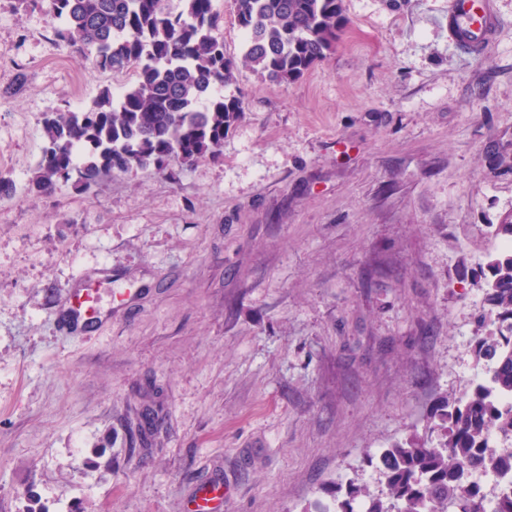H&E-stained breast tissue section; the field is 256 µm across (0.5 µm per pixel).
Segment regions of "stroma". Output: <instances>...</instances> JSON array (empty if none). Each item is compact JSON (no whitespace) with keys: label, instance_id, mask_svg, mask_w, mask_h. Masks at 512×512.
<instances>
[{"label":"stroma","instance_id":"35a3bbf8","mask_svg":"<svg viewBox=\"0 0 512 512\" xmlns=\"http://www.w3.org/2000/svg\"><path fill=\"white\" fill-rule=\"evenodd\" d=\"M480 54L448 0H344L298 82L239 65L223 156L37 196L45 113L99 73L44 11L0 0V512H309L469 389L490 256L512 210V0ZM107 280L106 322L59 329Z\"/></svg>","mask_w":512,"mask_h":512}]
</instances>
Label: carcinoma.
I'll return each mask as SVG.
<instances>
[{
	"instance_id": "cac0c4a2",
	"label": "carcinoma",
	"mask_w": 512,
	"mask_h": 512,
	"mask_svg": "<svg viewBox=\"0 0 512 512\" xmlns=\"http://www.w3.org/2000/svg\"><path fill=\"white\" fill-rule=\"evenodd\" d=\"M41 8L55 37L103 72L133 71L120 94L104 88L85 107L42 120L44 145L28 179L29 192L53 194L72 181L83 188L116 174L176 161L220 158L224 136L244 116L242 101L225 96L236 81L235 57L218 31L224 16L212 0H182L173 13L166 0H21ZM244 33L243 57L265 81L290 84L324 61L348 30L343 0H233ZM484 295L476 356L492 363L496 389L512 394V251L490 259L472 275ZM424 434L382 450L375 468L383 486L348 483L338 512H483L482 500L464 488L466 471L484 466V441L512 433L503 413L475 382L445 400Z\"/></svg>"
}]
</instances>
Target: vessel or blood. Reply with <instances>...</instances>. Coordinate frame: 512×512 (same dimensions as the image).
Here are the masks:
<instances>
[{"instance_id": "1", "label": "vessel or blood", "mask_w": 512, "mask_h": 512, "mask_svg": "<svg viewBox=\"0 0 512 512\" xmlns=\"http://www.w3.org/2000/svg\"><path fill=\"white\" fill-rule=\"evenodd\" d=\"M498 16L493 0H450L448 7V35L467 52L480 53L493 41ZM98 319L89 291L68 293L65 299L63 330L92 326Z\"/></svg>"}]
</instances>
